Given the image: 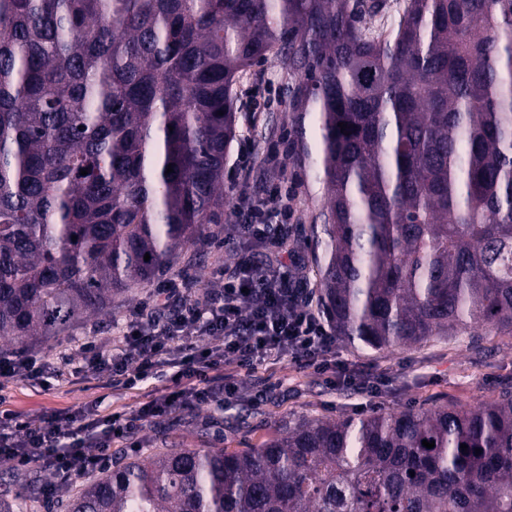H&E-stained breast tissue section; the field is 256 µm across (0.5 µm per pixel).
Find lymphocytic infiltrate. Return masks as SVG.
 <instances>
[{
	"mask_svg": "<svg viewBox=\"0 0 512 512\" xmlns=\"http://www.w3.org/2000/svg\"><path fill=\"white\" fill-rule=\"evenodd\" d=\"M243 237L271 251L266 259L242 262L220 288L191 296L187 281L164 282L150 307H136L119 330L116 345L83 343L76 349L79 370H89L126 390L138 383L168 378L170 391L147 395L134 414H101L95 405L25 418L0 413V459L19 471L38 466L45 496L58 483L102 469L112 462L113 441L137 442L145 422L183 403H224L237 396L235 371L261 363L291 360L321 371L333 338L316 314L298 275L299 255L284 250L283 235L296 211L281 189L264 202L237 208ZM224 343L202 345L205 337ZM66 380L54 362L28 353L0 354V387L16 380L42 384L46 377ZM107 436H99L101 426Z\"/></svg>",
	"mask_w": 512,
	"mask_h": 512,
	"instance_id": "f902f5d3",
	"label": "lymphocytic infiltrate"
}]
</instances>
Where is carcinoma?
I'll return each instance as SVG.
<instances>
[{
	"label": "carcinoma",
	"instance_id": "cac0c4a2",
	"mask_svg": "<svg viewBox=\"0 0 512 512\" xmlns=\"http://www.w3.org/2000/svg\"><path fill=\"white\" fill-rule=\"evenodd\" d=\"M385 8L0 0V339L57 340L212 244L234 88L272 55L296 77L293 160L314 156L305 120L318 140L319 291L336 336L390 352L512 335V0H404L390 27L373 22ZM40 497L1 490L0 512ZM60 506L512 512V390L467 410L301 420L243 451L157 448Z\"/></svg>",
	"mask_w": 512,
	"mask_h": 512
}]
</instances>
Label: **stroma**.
Segmentation results:
<instances>
[{"mask_svg": "<svg viewBox=\"0 0 512 512\" xmlns=\"http://www.w3.org/2000/svg\"><path fill=\"white\" fill-rule=\"evenodd\" d=\"M296 83L287 64L277 58L253 66L236 85L238 97L237 132L224 163L228 185L225 222L232 224L233 212L244 199L266 197L274 181L273 167L248 163L243 147L262 152L272 143L287 146L289 95ZM268 96L266 108L249 109L250 99ZM288 184L295 196L297 233L293 247L301 261L304 283L311 295H318L316 261L324 251L312 241L311 227L319 223L324 188L322 174L310 163L287 164ZM246 248L238 230L224 231L203 254L187 251L175 259L171 276L186 277L194 291L218 287L221 273L232 270ZM151 283H144L128 297L116 300L111 319L91 316L70 328L66 338L52 345L36 347L38 355L58 360L75 345L113 341L117 325L145 301ZM373 371L382 382L375 393L347 388L345 369ZM271 381L275 387L261 404L242 394L238 401L221 409L210 405H184L155 418L142 433L139 449H125V456L148 454L179 441L185 448H222L228 451L258 446L279 426L299 419H343L376 410L402 412L452 404L466 409L512 388V336H435L428 341L392 353L370 350L335 340L331 359L323 372L297 369L287 360L259 367L246 384ZM142 392L113 390L92 374L84 373L68 384L47 379L44 386L18 381L0 390V405L14 412L36 416L96 402L104 412L130 411L138 406Z\"/></svg>", "mask_w": 512, "mask_h": 512, "instance_id": "stroma-1", "label": "stroma"}]
</instances>
